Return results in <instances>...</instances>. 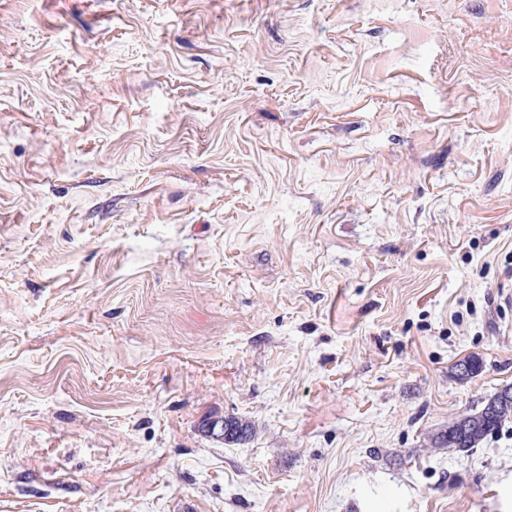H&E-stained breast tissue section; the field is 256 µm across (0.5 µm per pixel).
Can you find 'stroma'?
Listing matches in <instances>:
<instances>
[{
	"label": "stroma",
	"mask_w": 512,
	"mask_h": 512,
	"mask_svg": "<svg viewBox=\"0 0 512 512\" xmlns=\"http://www.w3.org/2000/svg\"><path fill=\"white\" fill-rule=\"evenodd\" d=\"M510 383L512 0H0V512H512ZM508 386V385H506ZM485 398L479 409L461 414L448 421V427L439 430L431 437L432 448H448L455 453L470 452L498 433L507 422H512V387L508 402L502 400V394L508 389ZM231 418L237 419L234 416ZM231 418L229 415H207L200 419L198 427L202 433L216 440L235 442L237 438L246 436L245 422L236 420L237 423H232Z\"/></svg>",
	"instance_id": "1"
}]
</instances>
